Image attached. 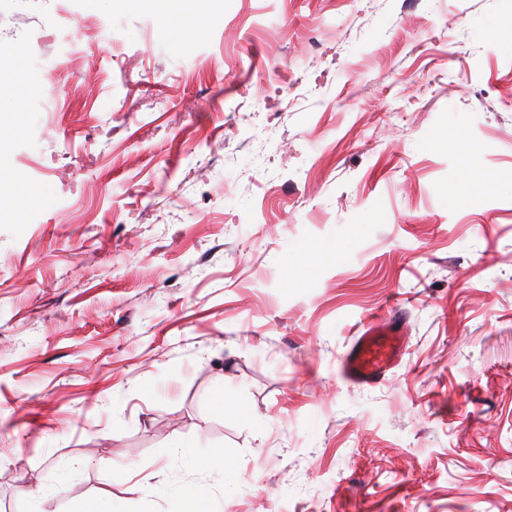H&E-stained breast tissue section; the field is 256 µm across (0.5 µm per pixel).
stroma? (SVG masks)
<instances>
[{"mask_svg": "<svg viewBox=\"0 0 512 512\" xmlns=\"http://www.w3.org/2000/svg\"><path fill=\"white\" fill-rule=\"evenodd\" d=\"M194 6L0 0V512H512V0ZM11 57L14 60V65L10 66L9 69H5L0 72V84H10L16 97L18 99H23L28 92V87L22 76L24 54L20 49H15ZM404 324L400 309L364 323L341 356L342 379L362 387L382 382L404 355Z\"/></svg>", "mask_w": 512, "mask_h": 512, "instance_id": "35a3bbf8", "label": "stroma"}]
</instances>
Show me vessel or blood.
I'll list each match as a JSON object with an SVG mask.
<instances>
[{"label": "vessel or blood", "instance_id": "vessel-or-blood-1", "mask_svg": "<svg viewBox=\"0 0 512 512\" xmlns=\"http://www.w3.org/2000/svg\"><path fill=\"white\" fill-rule=\"evenodd\" d=\"M405 338L401 310L364 323L340 359L342 379L362 387L379 384L401 360Z\"/></svg>", "mask_w": 512, "mask_h": 512}]
</instances>
